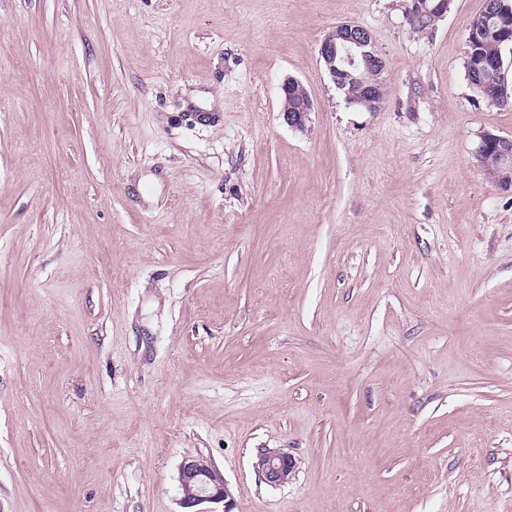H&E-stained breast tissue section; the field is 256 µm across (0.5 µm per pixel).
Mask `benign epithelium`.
<instances>
[{
  "instance_id": "benign-epithelium-1",
  "label": "benign epithelium",
  "mask_w": 512,
  "mask_h": 512,
  "mask_svg": "<svg viewBox=\"0 0 512 512\" xmlns=\"http://www.w3.org/2000/svg\"><path fill=\"white\" fill-rule=\"evenodd\" d=\"M368 30L358 24L341 23L322 41L319 54L323 64L337 87H342L340 75H350L349 69L358 68L357 59L367 55L365 47L371 44L366 39ZM313 103L303 85L288 79L281 86V115L291 128L303 129L309 121ZM492 152L500 161L503 170L512 169V139L485 133L475 150L478 164L483 156ZM254 468L270 486L285 483L287 475L295 472V458L282 448H260L256 454ZM181 489L180 504L186 509L201 512L198 506L210 503L222 505L220 512H234V499L223 477L216 468L196 456H186L181 462L178 475Z\"/></svg>"
}]
</instances>
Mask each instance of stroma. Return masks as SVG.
Instances as JSON below:
<instances>
[{"label":"stroma","mask_w":512,"mask_h":512,"mask_svg":"<svg viewBox=\"0 0 512 512\" xmlns=\"http://www.w3.org/2000/svg\"><path fill=\"white\" fill-rule=\"evenodd\" d=\"M484 6L420 32L408 0H0V512H182L188 455L234 512H512ZM341 23L386 61L377 111L320 60ZM313 110V103L297 80L287 79L281 86V115L291 128L304 129ZM295 458L282 448H261L256 454L254 468L270 486L285 483L287 475L295 472Z\"/></svg>","instance_id":"1"}]
</instances>
